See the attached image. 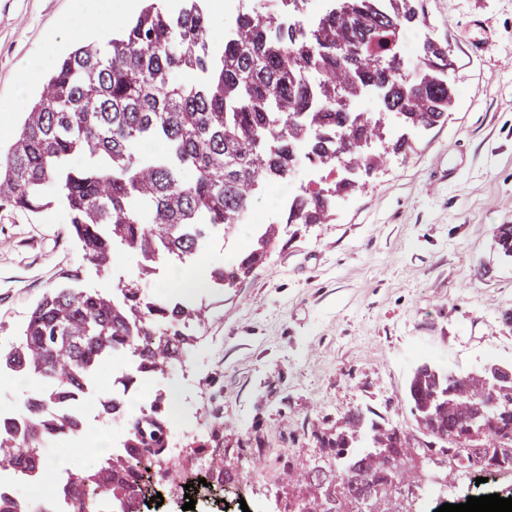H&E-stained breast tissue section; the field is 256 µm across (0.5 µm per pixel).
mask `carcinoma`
Listing matches in <instances>:
<instances>
[{
	"instance_id": "1",
	"label": "carcinoma",
	"mask_w": 512,
	"mask_h": 512,
	"mask_svg": "<svg viewBox=\"0 0 512 512\" xmlns=\"http://www.w3.org/2000/svg\"><path fill=\"white\" fill-rule=\"evenodd\" d=\"M421 22L416 0H334L308 29L245 13L234 37L215 43L206 0H179L173 10L147 0L107 42H77L0 155V212L29 217L57 201L87 264L106 272L123 247L140 267L110 292L80 287L78 268L62 273L18 333L0 342V378L44 382L25 395L21 424L0 421L1 466L30 476L52 452L45 439L83 434L72 404L112 357L134 361L136 374L122 380L129 389L193 353L190 327L205 322L204 309L177 291H148V280L159 263L199 259L212 236L235 233L256 196L293 177L299 147L320 169L343 163L368 176L383 156L409 148L405 136H390L391 120L425 128L445 120L455 99L448 44L426 39L410 77L393 52ZM372 90L381 94L379 110H352ZM375 142L382 152L369 150ZM75 156L81 165L72 164ZM355 184L345 177L293 199L283 221L327 223L336 198ZM274 235L275 225L265 224L234 261L209 267L208 287H234ZM494 240L512 258V224L498 225ZM407 396L424 447H411L406 431L370 409L350 412L321 440L336 469L302 474L321 495L302 512H401L400 489L433 465L512 469V365L461 372L424 364ZM167 406L156 394L148 417L126 424L123 452L46 490L59 512H101L139 497L135 465L166 447Z\"/></svg>"
}]
</instances>
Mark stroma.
Listing matches in <instances>:
<instances>
[{
    "mask_svg": "<svg viewBox=\"0 0 512 512\" xmlns=\"http://www.w3.org/2000/svg\"><path fill=\"white\" fill-rule=\"evenodd\" d=\"M76 0H0V110L27 111L42 77L74 45L68 27ZM425 23L405 33L400 54L415 67L427 37L448 43L456 91L444 122L411 139L336 202L324 224H285L278 195L300 193L297 179L258 195L254 211L276 224L263 264L232 288L192 293L210 313L192 356L152 390L176 385L170 447L183 449L177 478H151L164 498L155 512H177L175 480L220 472L241 478L255 449L264 470L243 486L253 512H296L313 490L289 469L320 462V439L346 414L370 408L411 426L409 380L422 364L472 371L512 363V259L495 249L497 225L512 224V0H419ZM41 76L17 92L20 70ZM66 210L34 219L0 215V336L15 335L32 305L81 269L84 287L105 291L136 268L128 251L109 273L85 267ZM104 368L82 400L88 429L104 437L123 422L101 415ZM456 471L436 486L413 484L410 512H433L479 490L512 486V474Z\"/></svg>",
    "mask_w": 512,
    "mask_h": 512,
    "instance_id": "35a3bbf8",
    "label": "stroma"
}]
</instances>
